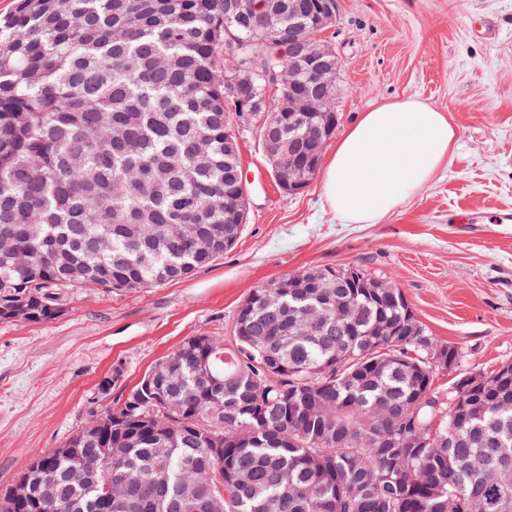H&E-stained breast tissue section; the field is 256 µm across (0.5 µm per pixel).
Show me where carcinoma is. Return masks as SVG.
Wrapping results in <instances>:
<instances>
[{"label":"carcinoma","instance_id":"obj_1","mask_svg":"<svg viewBox=\"0 0 512 512\" xmlns=\"http://www.w3.org/2000/svg\"><path fill=\"white\" fill-rule=\"evenodd\" d=\"M272 7L328 47L318 13ZM239 32L285 67L272 31ZM234 75L224 0H18L0 18V238L19 249L0 250V303L46 321L66 288L129 292L221 258L241 178L225 140ZM305 91L320 106L306 123L336 129V86ZM287 102L285 83L251 126L303 134ZM264 292L239 305L233 343L185 338L160 390L137 384L34 457V497L5 495L0 512H512V374L437 395L429 353L460 349L407 314L401 289L338 288L334 266L292 274L275 313ZM334 321L333 336L302 335ZM102 448L96 482L66 480Z\"/></svg>","mask_w":512,"mask_h":512}]
</instances>
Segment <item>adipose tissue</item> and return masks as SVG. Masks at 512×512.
Masks as SVG:
<instances>
[{
    "label": "adipose tissue",
    "instance_id": "ef3b65f1",
    "mask_svg": "<svg viewBox=\"0 0 512 512\" xmlns=\"http://www.w3.org/2000/svg\"><path fill=\"white\" fill-rule=\"evenodd\" d=\"M446 113L416 98L362 113L321 170L330 210L345 224H376L430 182L455 147Z\"/></svg>",
    "mask_w": 512,
    "mask_h": 512
}]
</instances>
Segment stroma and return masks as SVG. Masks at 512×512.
Masks as SVG:
<instances>
[{
	"mask_svg": "<svg viewBox=\"0 0 512 512\" xmlns=\"http://www.w3.org/2000/svg\"><path fill=\"white\" fill-rule=\"evenodd\" d=\"M323 37L340 60L338 131L416 96L456 129L447 166L380 223L344 224L320 178L284 192L255 129L241 130L248 214L222 258L133 292L68 290L51 320L0 322V494L186 337L232 336L251 290L309 268L356 266L400 288L429 332L462 352L437 373L440 396L512 362V223L493 221L512 214V0H339Z\"/></svg>",
	"mask_w": 512,
	"mask_h": 512,
	"instance_id": "stroma-1",
	"label": "stroma"
}]
</instances>
